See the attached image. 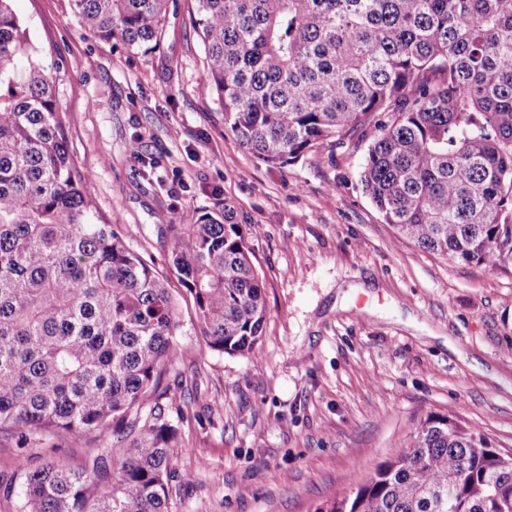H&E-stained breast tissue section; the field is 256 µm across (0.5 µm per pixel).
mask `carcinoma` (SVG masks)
Wrapping results in <instances>:
<instances>
[{
	"label": "carcinoma",
	"instance_id": "obj_1",
	"mask_svg": "<svg viewBox=\"0 0 512 512\" xmlns=\"http://www.w3.org/2000/svg\"><path fill=\"white\" fill-rule=\"evenodd\" d=\"M0 0V430H139L120 457L24 470L17 512H169L176 428L161 406L180 304L99 223L53 78ZM204 95L284 167L373 134L363 189L398 238L489 271L512 262V0H197ZM85 32L148 55L169 0H71ZM226 208L169 224V265L207 348L252 356L265 289ZM464 480H458L460 474ZM315 512H512V454L448 414Z\"/></svg>",
	"mask_w": 512,
	"mask_h": 512
}]
</instances>
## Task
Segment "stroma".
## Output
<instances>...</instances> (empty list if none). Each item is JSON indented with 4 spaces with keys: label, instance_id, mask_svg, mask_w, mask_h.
Returning a JSON list of instances; mask_svg holds the SVG:
<instances>
[{
    "label": "stroma",
    "instance_id": "35a3bbf8",
    "mask_svg": "<svg viewBox=\"0 0 512 512\" xmlns=\"http://www.w3.org/2000/svg\"><path fill=\"white\" fill-rule=\"evenodd\" d=\"M12 7L56 83L99 219L180 298L177 341L188 352L162 401L178 428L170 512H314L397 456L431 414L512 450V264L490 273L398 239L362 188L366 144L281 168L256 158L199 93L208 72L196 0H170L149 55L86 34L69 0ZM226 202L265 284L249 358L205 347L158 241L173 214L192 220ZM17 441L0 432V512H14L21 468L76 467L116 439Z\"/></svg>",
    "mask_w": 512,
    "mask_h": 512
}]
</instances>
